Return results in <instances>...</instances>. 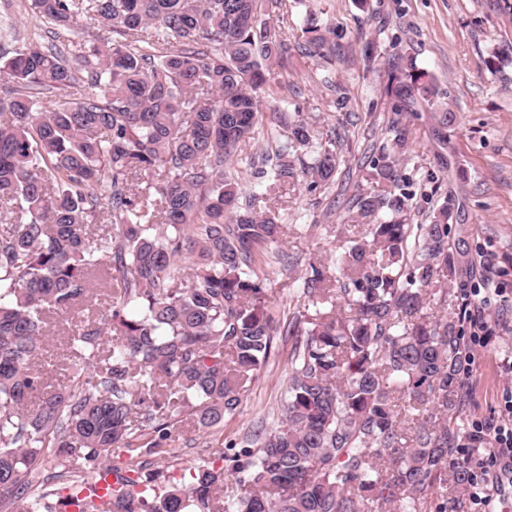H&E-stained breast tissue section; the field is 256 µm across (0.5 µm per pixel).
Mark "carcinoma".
Here are the masks:
<instances>
[{"label":"carcinoma","instance_id":"cac0c4a2","mask_svg":"<svg viewBox=\"0 0 512 512\" xmlns=\"http://www.w3.org/2000/svg\"><path fill=\"white\" fill-rule=\"evenodd\" d=\"M22 2L35 23L0 53V512H422L432 496L448 512V473L473 480L448 423L462 329L425 310L447 301L444 273L473 265L448 203L411 223L406 119L427 105L442 142L455 121L432 80L401 58L373 182L345 202L341 282L310 266L313 313L284 325L257 257L288 228L280 199L334 182L340 133L321 142L281 116L274 152L244 148L265 71L293 49L336 52L330 28L309 17L291 41L270 22L282 0ZM83 18L112 39L73 41ZM54 314L69 320L57 386L37 365ZM279 339L290 375L272 427L227 442L226 465L188 484L148 469L182 417L204 429L239 414ZM118 451L126 467L100 502L46 501L50 480L97 482Z\"/></svg>","mask_w":512,"mask_h":512}]
</instances>
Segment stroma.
<instances>
[{"instance_id": "obj_1", "label": "stroma", "mask_w": 512, "mask_h": 512, "mask_svg": "<svg viewBox=\"0 0 512 512\" xmlns=\"http://www.w3.org/2000/svg\"><path fill=\"white\" fill-rule=\"evenodd\" d=\"M310 15L335 30V57L323 61L296 51L287 64L273 65L261 109L285 100L300 106L315 129L338 127L336 150L343 161L335 183L321 190L319 207L308 208L304 192L288 200L294 229L265 256L271 309L288 321L304 307L299 278L313 266L334 271L342 202L368 184L361 159L387 140L395 105L385 91L388 73L399 56H408L432 77L438 104L455 116L444 145L432 134L430 108H419L410 119L412 148L404 165L415 192L412 221L428 223L433 209L451 201L457 217L451 234L470 250L480 286L496 291L485 307L491 337L470 352L451 418L462 426L498 418L512 389L505 369L512 361V64L496 69L489 60L496 49L512 45V0H286L283 23L291 39L301 37ZM368 52L377 58V71L364 68ZM329 72L336 78L332 91L322 83ZM289 351L288 344H277L249 384L239 414L204 430L186 424L154 465L177 476L218 461L228 441L253 437L276 419L288 384Z\"/></svg>"}]
</instances>
